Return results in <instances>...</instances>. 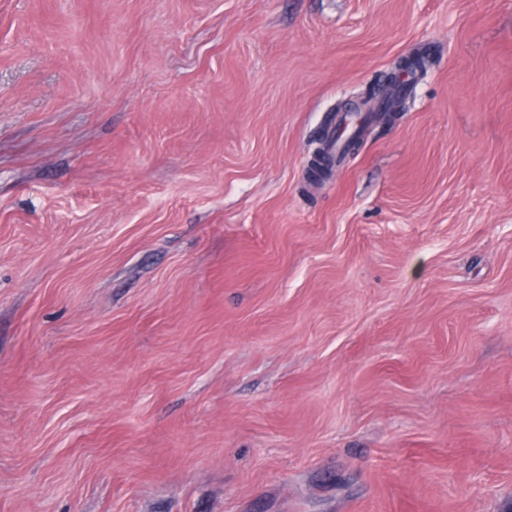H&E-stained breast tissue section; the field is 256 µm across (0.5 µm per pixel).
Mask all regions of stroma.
Segmentation results:
<instances>
[{
	"instance_id": "35a3bbf8",
	"label": "stroma",
	"mask_w": 512,
	"mask_h": 512,
	"mask_svg": "<svg viewBox=\"0 0 512 512\" xmlns=\"http://www.w3.org/2000/svg\"><path fill=\"white\" fill-rule=\"evenodd\" d=\"M511 503L512 0H0V512Z\"/></svg>"
}]
</instances>
